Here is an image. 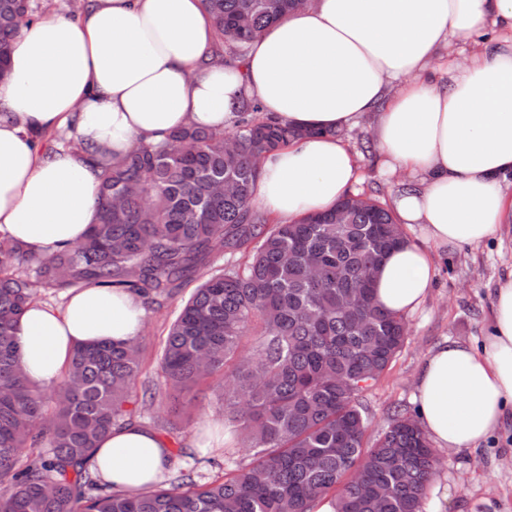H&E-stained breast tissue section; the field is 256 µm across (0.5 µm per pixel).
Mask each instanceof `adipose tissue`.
<instances>
[{
    "mask_svg": "<svg viewBox=\"0 0 512 512\" xmlns=\"http://www.w3.org/2000/svg\"><path fill=\"white\" fill-rule=\"evenodd\" d=\"M487 26L498 38L435 80L439 50ZM251 98L319 131L262 163L254 201L286 222L333 208L359 181L339 132L377 112L384 165L408 174L395 217L428 241L380 265L375 300L389 312L426 301L431 247L499 239L512 219V0H315L229 66L201 0H88L80 18L41 19L13 44L0 80V232L46 258L81 242L97 221L98 160L177 129H229ZM62 128L83 153L50 142ZM143 316L141 299L97 286L58 309L32 304L19 333L29 380L57 384L76 346L135 338ZM492 320L480 345L443 342L417 375L419 424L440 447L475 449L512 415V273ZM94 462L103 481L137 494L171 455L133 420L98 443Z\"/></svg>",
    "mask_w": 512,
    "mask_h": 512,
    "instance_id": "adipose-tissue-1",
    "label": "adipose tissue"
}]
</instances>
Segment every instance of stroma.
Returning a JSON list of instances; mask_svg holds the SVG:
<instances>
[{
  "label": "stroma",
  "mask_w": 512,
  "mask_h": 512,
  "mask_svg": "<svg viewBox=\"0 0 512 512\" xmlns=\"http://www.w3.org/2000/svg\"><path fill=\"white\" fill-rule=\"evenodd\" d=\"M375 122V114H367L357 125L345 129L342 137L355 153L361 173L354 193L388 204L404 177L385 171L373 135ZM432 254L436 275L426 302L416 313L406 316L408 335L401 351L360 397L369 418L368 440H375L394 412L417 415L415 378L432 348L446 339L477 344L488 333L494 288L512 269V224L507 225L501 240L448 252L436 248ZM207 274V268L198 269L192 282L178 289L164 307L145 304V352L136 387L151 389L154 401L139 406L135 414L137 421L162 436L169 426H177L183 454L173 457L167 474L172 477L179 469L192 468L203 482L223 475L225 459L244 461L248 452L237 443L235 423L224 408L219 380L185 393L181 418L171 420L173 391L163 378L159 358L170 323L194 283ZM438 455L440 468L427 489L425 512H512L511 419L477 451L442 448Z\"/></svg>",
  "instance_id": "obj_1"
}]
</instances>
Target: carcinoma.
Segmentation results:
<instances>
[{"mask_svg": "<svg viewBox=\"0 0 512 512\" xmlns=\"http://www.w3.org/2000/svg\"><path fill=\"white\" fill-rule=\"evenodd\" d=\"M220 49L249 44L303 0H203ZM37 0H0V64ZM312 134L251 103L233 133L184 128L99 163L97 222L49 258L0 236V512H423L439 460L419 422L396 412L366 445L359 403L400 352L403 317L362 280L404 241L394 213L351 196L322 213L269 225L253 205L260 164ZM235 184L226 193L224 181ZM344 219L336 223V210ZM251 252L239 264L237 252ZM201 266L211 272L183 303L161 351L163 377L182 393L220 373L248 462L198 482L130 497L89 469L96 442L132 420L143 344L81 346L55 402L20 362L21 319L46 293L121 288L162 305ZM256 337L252 353L240 346Z\"/></svg>", "mask_w": 512, "mask_h": 512, "instance_id": "cac0c4a2", "label": "carcinoma"}]
</instances>
